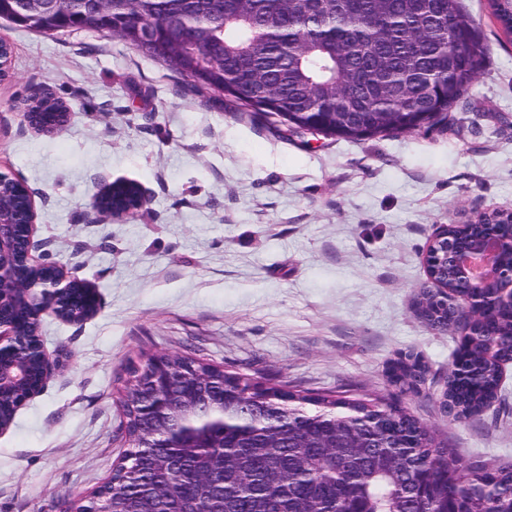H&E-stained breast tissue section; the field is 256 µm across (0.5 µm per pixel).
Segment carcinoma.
I'll return each instance as SVG.
<instances>
[{"label":"carcinoma","instance_id":"carcinoma-1","mask_svg":"<svg viewBox=\"0 0 512 512\" xmlns=\"http://www.w3.org/2000/svg\"><path fill=\"white\" fill-rule=\"evenodd\" d=\"M512 33V0H492ZM184 23L222 55L224 94L259 118L361 141L450 120L475 81L486 45L462 0H142L99 15L94 31L122 37L134 20ZM80 28L78 14L40 18L26 29ZM29 310L20 322L25 382L0 392V422L40 391L41 334ZM466 376L448 379L443 405L462 421L497 398V363L512 361V309L464 336L456 354ZM141 380L125 387L126 447L110 484L77 512H187L201 497H224V512H512V465L461 462L454 449L382 397L267 387L200 359L163 361L171 385L197 387L182 408L145 414ZM426 368L394 362L389 381L415 387ZM222 469L215 484L197 475Z\"/></svg>","mask_w":512,"mask_h":512}]
</instances>
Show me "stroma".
Listing matches in <instances>:
<instances>
[{
    "mask_svg": "<svg viewBox=\"0 0 512 512\" xmlns=\"http://www.w3.org/2000/svg\"><path fill=\"white\" fill-rule=\"evenodd\" d=\"M488 52L454 125L361 141L284 134L108 32L37 34L0 19V170L31 190L37 257L85 277L96 315L47 316L54 369L0 433V512H65L111 476L119 391L145 354H190L298 389L375 393L459 459L512 463V363L493 407L463 422L441 407L459 337L412 307L442 224L512 209V35L491 0H463ZM68 105L38 132L24 103ZM137 182L148 204L102 221L91 198ZM428 366L411 391L386 369Z\"/></svg>",
    "mask_w": 512,
    "mask_h": 512,
    "instance_id": "stroma-1",
    "label": "stroma"
}]
</instances>
